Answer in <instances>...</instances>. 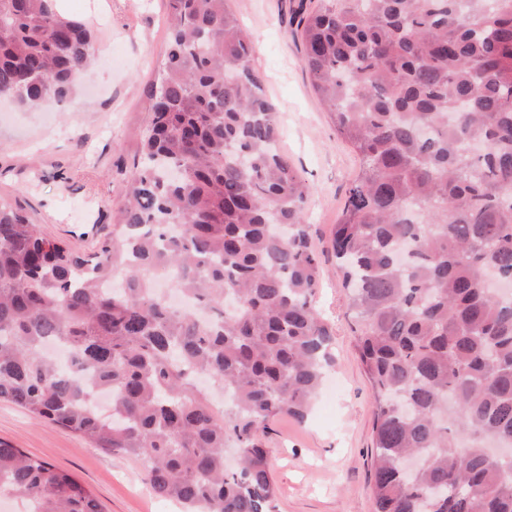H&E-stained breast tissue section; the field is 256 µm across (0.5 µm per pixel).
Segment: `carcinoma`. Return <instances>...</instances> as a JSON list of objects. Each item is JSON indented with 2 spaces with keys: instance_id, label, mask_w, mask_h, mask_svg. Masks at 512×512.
Instances as JSON below:
<instances>
[{
  "instance_id": "obj_1",
  "label": "carcinoma",
  "mask_w": 512,
  "mask_h": 512,
  "mask_svg": "<svg viewBox=\"0 0 512 512\" xmlns=\"http://www.w3.org/2000/svg\"><path fill=\"white\" fill-rule=\"evenodd\" d=\"M168 5L112 240L76 252L0 202V400L143 460L182 512H277L263 436L303 420L336 365L313 305L310 188L278 149L226 0ZM300 29L304 69L360 158L332 249L375 400L374 512H512V0H323ZM93 55L53 0H0V97L64 103ZM160 278L194 307L151 288ZM48 342L73 348V371L42 356ZM2 497L101 512L72 475L0 441Z\"/></svg>"
}]
</instances>
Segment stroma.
I'll list each match as a JSON object with an SVG mask.
<instances>
[{
    "label": "stroma",
    "instance_id": "35a3bbf8",
    "mask_svg": "<svg viewBox=\"0 0 512 512\" xmlns=\"http://www.w3.org/2000/svg\"><path fill=\"white\" fill-rule=\"evenodd\" d=\"M321 0H230L253 40L252 60L279 115L280 148L310 186L306 221L320 257L313 304L333 332L335 396L305 422L275 419L266 438L281 490L278 512H373L374 403L351 331L348 294L331 251L337 218L359 170L302 65L299 18ZM64 16L94 33L96 65L70 101L32 111L0 100V198L48 238L80 251L111 239L150 119L149 89L167 53L168 0H63ZM0 440L70 471L102 512H180L156 497L137 458L93 447L0 401Z\"/></svg>",
    "mask_w": 512,
    "mask_h": 512
}]
</instances>
